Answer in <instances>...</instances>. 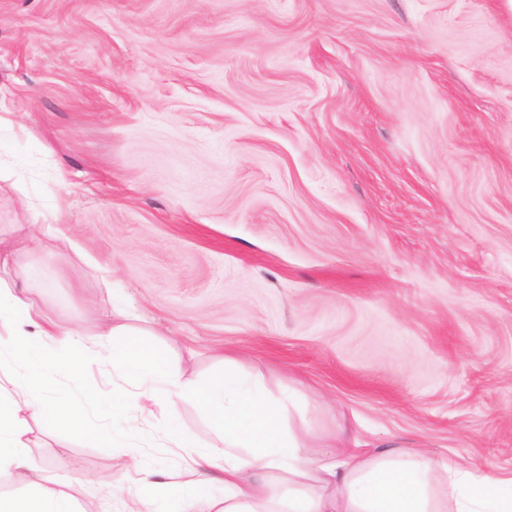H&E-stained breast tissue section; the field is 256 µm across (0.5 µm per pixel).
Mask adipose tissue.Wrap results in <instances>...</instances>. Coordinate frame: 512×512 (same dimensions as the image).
<instances>
[{
	"mask_svg": "<svg viewBox=\"0 0 512 512\" xmlns=\"http://www.w3.org/2000/svg\"><path fill=\"white\" fill-rule=\"evenodd\" d=\"M32 224L14 225L0 238V476L23 486L31 460V421L39 420L105 446L130 447L134 432L118 434L100 424L121 414L141 424L154 408L174 412L196 405L218 444H185L189 461L169 484L160 466L134 464L128 512H183L214 484L224 495L215 512H512V473L479 469L448 453L395 447L333 446L330 437L295 426L286 398L260 379L245 378L237 360L221 374L185 382L165 355L127 340V327L105 317L94 341L50 322L9 275L16 246L38 247ZM109 366L115 396L84 393L81 359L87 347ZM0 512H75L72 496L50 481L32 494L0 493Z\"/></svg>",
	"mask_w": 512,
	"mask_h": 512,
	"instance_id": "1",
	"label": "adipose tissue"
}]
</instances>
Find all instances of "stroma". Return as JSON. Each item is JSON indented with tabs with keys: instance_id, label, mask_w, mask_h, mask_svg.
<instances>
[{
	"instance_id": "1",
	"label": "stroma",
	"mask_w": 512,
	"mask_h": 512,
	"mask_svg": "<svg viewBox=\"0 0 512 512\" xmlns=\"http://www.w3.org/2000/svg\"><path fill=\"white\" fill-rule=\"evenodd\" d=\"M58 325L227 356L295 425L512 472V0H0V237ZM35 424L26 487L124 512Z\"/></svg>"
}]
</instances>
